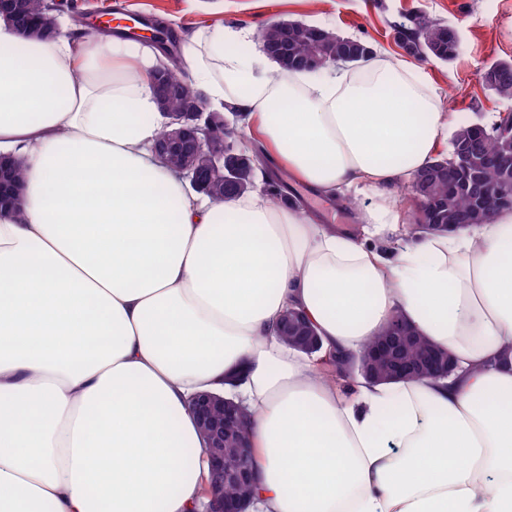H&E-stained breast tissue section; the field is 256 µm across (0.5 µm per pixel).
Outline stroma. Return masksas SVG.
<instances>
[{"label":"stroma","mask_w":512,"mask_h":512,"mask_svg":"<svg viewBox=\"0 0 512 512\" xmlns=\"http://www.w3.org/2000/svg\"><path fill=\"white\" fill-rule=\"evenodd\" d=\"M117 1L129 12L163 17L186 39L204 25L247 30L246 49L256 56L262 53L259 30L285 19L368 41L383 57L402 59L406 53L394 37V26L403 14L424 13L456 27L460 35L456 58L419 64L454 124L486 122L507 107L480 74L496 62H512V0H79L93 17L104 15ZM303 198L323 223L348 228L357 227L355 210L368 202L366 195L351 192L337 194L332 203L308 192Z\"/></svg>","instance_id":"35a3bbf8"}]
</instances>
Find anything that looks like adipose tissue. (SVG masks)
<instances>
[{
    "label": "adipose tissue",
    "mask_w": 512,
    "mask_h": 512,
    "mask_svg": "<svg viewBox=\"0 0 512 512\" xmlns=\"http://www.w3.org/2000/svg\"><path fill=\"white\" fill-rule=\"evenodd\" d=\"M246 38L199 29L194 87L292 184L369 193L361 233L192 192L154 152L152 45L0 17V153L25 160L0 212V512H201L203 391L251 413L252 512H512V211L409 232L398 189L447 147L424 74L376 56L276 76ZM291 307L319 351L280 338ZM396 316L452 375L322 381Z\"/></svg>",
    "instance_id": "obj_1"
}]
</instances>
